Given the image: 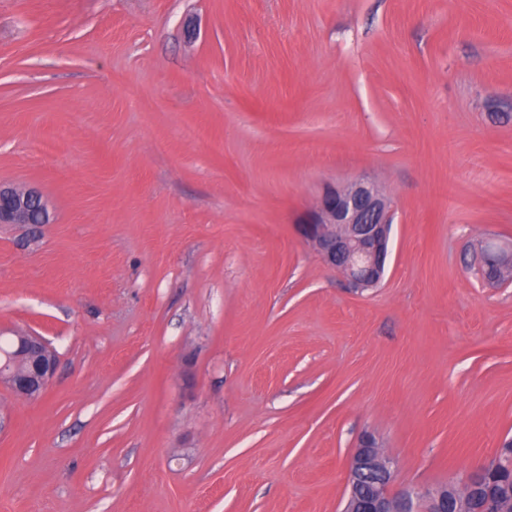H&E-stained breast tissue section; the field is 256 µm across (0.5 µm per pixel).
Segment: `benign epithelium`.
Listing matches in <instances>:
<instances>
[{"label":"benign epithelium","instance_id":"benign-epithelium-1","mask_svg":"<svg viewBox=\"0 0 512 512\" xmlns=\"http://www.w3.org/2000/svg\"><path fill=\"white\" fill-rule=\"evenodd\" d=\"M46 201L36 188L0 186V224H47ZM304 236L323 262L342 274L356 290L377 287L383 280L391 252V201L366 178L326 185L316 204L298 219ZM57 356L38 336L17 333L0 346V385L24 400L47 391ZM392 462L377 438L364 435L350 461V491L342 512H448L449 497L468 512L471 498L483 494L484 469L471 474L460 496L454 485L422 491L392 490ZM376 493L367 500L355 494L363 481Z\"/></svg>","mask_w":512,"mask_h":512}]
</instances>
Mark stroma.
Masks as SVG:
<instances>
[{"label":"stroma","mask_w":512,"mask_h":512,"mask_svg":"<svg viewBox=\"0 0 512 512\" xmlns=\"http://www.w3.org/2000/svg\"><path fill=\"white\" fill-rule=\"evenodd\" d=\"M394 209L357 291L302 236L327 183ZM0 512H339L364 433L396 487L512 439V0H0ZM50 215L37 188L0 186V224H46ZM9 342L0 346V385L17 398L33 400L47 391L57 366V356L39 336L16 333ZM22 357L29 362L28 370L18 374L13 363Z\"/></svg>","instance_id":"obj_1"}]
</instances>
